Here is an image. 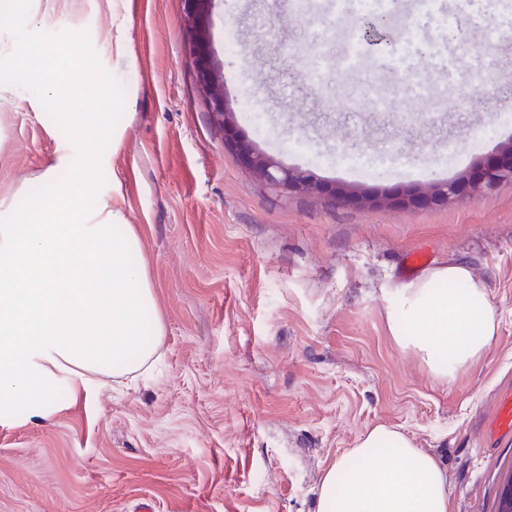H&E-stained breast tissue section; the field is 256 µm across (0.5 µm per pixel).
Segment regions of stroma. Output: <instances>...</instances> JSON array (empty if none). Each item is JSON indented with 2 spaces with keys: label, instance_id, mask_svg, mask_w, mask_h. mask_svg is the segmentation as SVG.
Masks as SVG:
<instances>
[{
  "label": "stroma",
  "instance_id": "obj_1",
  "mask_svg": "<svg viewBox=\"0 0 512 512\" xmlns=\"http://www.w3.org/2000/svg\"><path fill=\"white\" fill-rule=\"evenodd\" d=\"M401 0L388 45L364 69L338 64L342 20L302 18L283 0H217L216 58L237 137L315 180L403 195L470 169L512 138V33L494 0H442L473 16L449 41L452 78L432 75L445 33L427 8ZM0 0V213L22 210L55 160L46 114L121 113L128 134L86 144L102 200L123 184L165 323L150 370L113 380L90 404L47 422L0 426V512H315L326 469L384 423L436 455L450 512H497L512 475V437L489 432L512 390V181L430 208L334 203L275 189L225 146L196 83L183 0ZM125 30V52L114 37ZM235 37L238 50L227 47ZM69 56L66 87L43 99L33 77ZM326 59L319 85L303 76ZM396 58V71L377 58ZM488 80L479 92L471 72ZM425 82L410 95L407 80ZM387 111L353 112L356 94ZM467 263L502 313L483 356L434 380L400 351L384 310L406 283L402 259Z\"/></svg>",
  "mask_w": 512,
  "mask_h": 512
}]
</instances>
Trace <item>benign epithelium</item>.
Returning a JSON list of instances; mask_svg holds the SVG:
<instances>
[{"label": "benign epithelium", "mask_w": 512, "mask_h": 512, "mask_svg": "<svg viewBox=\"0 0 512 512\" xmlns=\"http://www.w3.org/2000/svg\"><path fill=\"white\" fill-rule=\"evenodd\" d=\"M183 2L199 86L209 100L214 121L224 131V139L233 143L239 161L275 188L318 193L324 191L332 201L343 204L358 201L356 190L322 185L311 175L289 168L261 153L252 142L232 136L230 124L233 123L234 115L224 101V75L212 58L211 16L216 0ZM504 180H512V140L501 144L496 153L480 159L466 173L448 181L430 183L402 198L401 202L414 207L440 206L469 191L490 188Z\"/></svg>", "instance_id": "7a95c632"}]
</instances>
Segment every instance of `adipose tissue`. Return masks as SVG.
I'll use <instances>...</instances> for the list:
<instances>
[{"mask_svg":"<svg viewBox=\"0 0 512 512\" xmlns=\"http://www.w3.org/2000/svg\"><path fill=\"white\" fill-rule=\"evenodd\" d=\"M56 122L74 135L41 175L50 192L18 220L0 222L1 424L49 421L108 391L112 378L149 364L164 335L120 180L112 182L111 205L88 207L98 189L81 145L106 139L120 150L126 124L66 114ZM61 169L68 172L62 184ZM500 317L485 285L459 262L393 289L385 310L396 347L440 381L483 355ZM315 512H450L448 480L433 454L379 424L327 469Z\"/></svg>","mask_w":512,"mask_h":512,"instance_id":"adipose-tissue-1","label":"adipose tissue"}]
</instances>
